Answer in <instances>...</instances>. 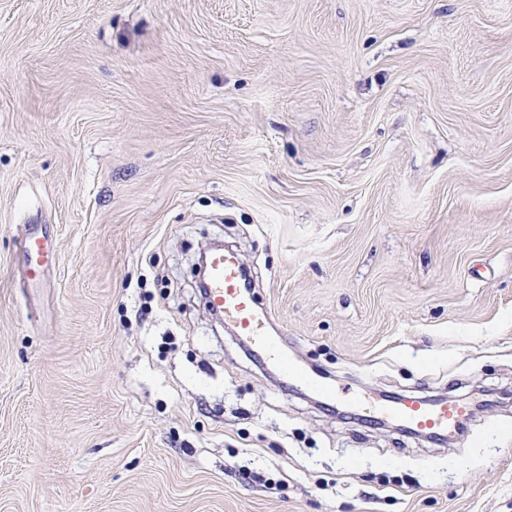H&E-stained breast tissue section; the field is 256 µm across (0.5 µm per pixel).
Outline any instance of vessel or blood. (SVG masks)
<instances>
[{
    "label": "vessel or blood",
    "mask_w": 512,
    "mask_h": 512,
    "mask_svg": "<svg viewBox=\"0 0 512 512\" xmlns=\"http://www.w3.org/2000/svg\"><path fill=\"white\" fill-rule=\"evenodd\" d=\"M47 236L33 234L25 241V276L28 281H41L48 255ZM207 302L215 313L223 315L237 336L257 353L267 357L282 372L292 373L287 356L281 354L268 337V319L258 314L245 283V275L236 255L215 251L209 260ZM371 417H389L404 422L416 434L441 435L449 428L459 427L467 415L463 404L421 398L404 397L387 403H373L360 399Z\"/></svg>",
    "instance_id": "obj_1"
}]
</instances>
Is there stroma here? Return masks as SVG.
Segmentation results:
<instances>
[{
	"label": "stroma",
	"mask_w": 512,
	"mask_h": 512,
	"mask_svg": "<svg viewBox=\"0 0 512 512\" xmlns=\"http://www.w3.org/2000/svg\"><path fill=\"white\" fill-rule=\"evenodd\" d=\"M218 240L331 405L212 315ZM486 390L512 0H0V512H512ZM360 392L471 416L434 441L343 419ZM49 241L47 236L31 234L25 241V276L29 282H40L45 269Z\"/></svg>",
	"instance_id": "35a3bbf8"
}]
</instances>
